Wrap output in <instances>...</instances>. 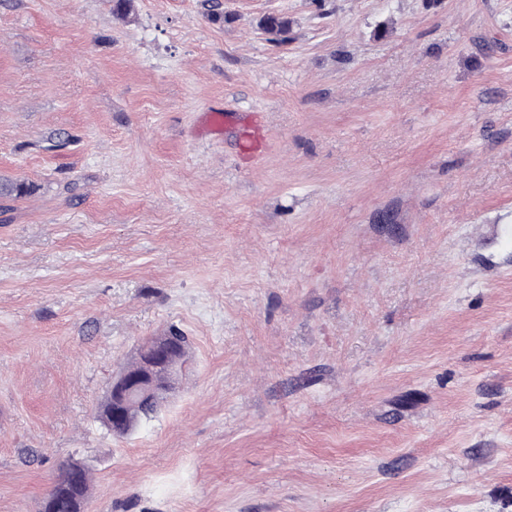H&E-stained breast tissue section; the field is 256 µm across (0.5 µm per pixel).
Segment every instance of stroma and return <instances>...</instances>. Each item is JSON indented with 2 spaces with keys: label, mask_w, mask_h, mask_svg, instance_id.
Wrapping results in <instances>:
<instances>
[{
  "label": "stroma",
  "mask_w": 512,
  "mask_h": 512,
  "mask_svg": "<svg viewBox=\"0 0 512 512\" xmlns=\"http://www.w3.org/2000/svg\"><path fill=\"white\" fill-rule=\"evenodd\" d=\"M219 3L0 0V512H512V0ZM224 112L226 114L222 112L206 113L205 120L209 127L214 131L222 132L228 121H233V125L238 131L239 154L249 157L261 155L266 147L262 135L263 116L261 112H238L237 114L225 110ZM163 344L171 349L170 357L171 360L176 363H184L186 360L187 350L189 347V339L188 336H185L184 333L177 329L171 328L169 329L164 336H157L152 338L146 342H144L140 348L138 349L137 355L134 361L122 369L118 375H122L125 373H132L138 369L140 359L142 357V351L147 345H156ZM164 353L159 346L149 350L142 362V371L125 380L112 381V393L125 401L135 396L148 395L153 391V386L148 379L153 373L167 364H163ZM166 398L167 396L162 398L161 402H158V400L147 401L133 399L125 407L124 419L114 424L110 416L112 410V394L110 390H108L98 408L97 419L112 435L126 437L134 433L142 422L152 419ZM89 489V467L82 462H69L59 469L50 497L62 500L71 512H82L89 496ZM50 497L42 501L41 512L49 510Z\"/></svg>",
  "instance_id": "stroma-1"
}]
</instances>
